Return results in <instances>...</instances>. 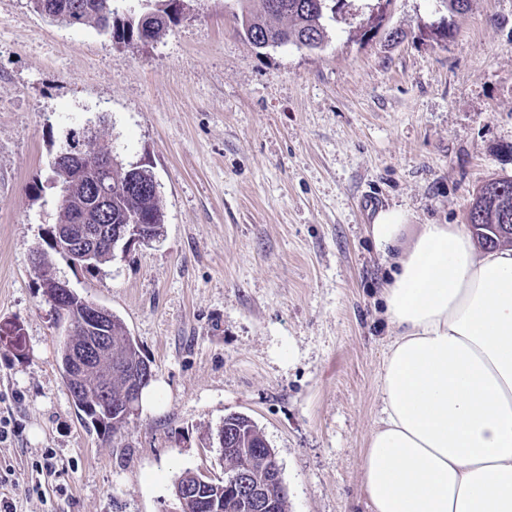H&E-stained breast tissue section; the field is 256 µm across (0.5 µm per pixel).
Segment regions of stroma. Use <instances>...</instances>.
<instances>
[{
  "mask_svg": "<svg viewBox=\"0 0 512 512\" xmlns=\"http://www.w3.org/2000/svg\"><path fill=\"white\" fill-rule=\"evenodd\" d=\"M368 14L353 0L316 50L257 49L226 0H187L125 47L0 0V323L26 341L22 358L0 346V494L17 512H177L183 472L223 476L234 413L274 448L288 512H370L361 457L390 333L367 226L389 208L464 223L512 175V0H391L371 36ZM87 126L153 172L165 211L159 238L99 269L52 257L152 364L155 405L111 438L71 401L66 323L32 263L56 221L51 164Z\"/></svg>",
  "mask_w": 512,
  "mask_h": 512,
  "instance_id": "35a3bbf8",
  "label": "stroma"
}]
</instances>
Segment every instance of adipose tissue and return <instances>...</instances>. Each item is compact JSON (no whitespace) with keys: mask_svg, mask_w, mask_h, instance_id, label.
<instances>
[{"mask_svg":"<svg viewBox=\"0 0 512 512\" xmlns=\"http://www.w3.org/2000/svg\"><path fill=\"white\" fill-rule=\"evenodd\" d=\"M406 230L399 208L368 229L392 332L361 464L371 512H512V248L478 249L461 224Z\"/></svg>","mask_w":512,"mask_h":512,"instance_id":"1","label":"adipose tissue"}]
</instances>
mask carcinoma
Returning <instances> with one entry per match:
<instances>
[{
  "label": "carcinoma",
  "mask_w": 512,
  "mask_h": 512,
  "mask_svg": "<svg viewBox=\"0 0 512 512\" xmlns=\"http://www.w3.org/2000/svg\"><path fill=\"white\" fill-rule=\"evenodd\" d=\"M35 11L51 20L72 27H93L109 35L115 43L133 46L142 41L139 30L147 29L146 39L155 40L176 23L184 0H137L138 11L119 13L117 0H30ZM240 13L235 19L250 44L258 49L295 45L319 49L327 41L326 21L336 0H237ZM108 166L112 172L110 194L104 211V225L140 224L146 238L159 236L165 224L158 186L152 171L139 166H126L114 153L112 144L99 141L92 129L70 136L65 152L54 160L53 181L65 191L58 205L56 223L51 235H58V226L76 223L82 216L93 217L100 209L92 186L99 168ZM479 244L487 243L491 224H512V176L492 180L476 193L466 215ZM112 259L110 243L101 240L88 268H96ZM112 402L119 401L122 389L138 368L141 351L137 342L117 318L112 317ZM97 333L67 335L60 342L58 365L72 403L81 419L100 434L108 436L120 431L130 415L124 408H102L96 402L97 387L93 375L97 363L84 368L71 364L72 351L95 342ZM219 435L228 438L233 447L224 449V474L246 466L259 477L270 474V454L263 446L257 425L247 416L224 418ZM272 512H288L287 493L283 485L274 483L270 490ZM202 497L216 501L220 512H251L247 499L233 492H224V485L215 483L202 489Z\"/></svg>",
  "instance_id": "1"
}]
</instances>
